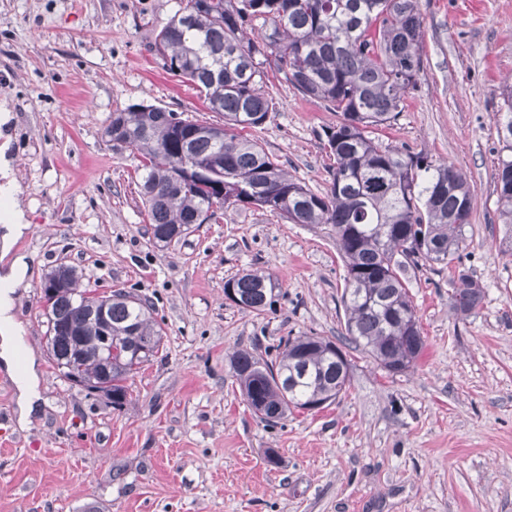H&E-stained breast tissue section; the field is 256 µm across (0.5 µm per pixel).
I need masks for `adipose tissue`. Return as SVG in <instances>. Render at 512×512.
Returning a JSON list of instances; mask_svg holds the SVG:
<instances>
[{
	"label": "adipose tissue",
	"instance_id": "ef3b65f1",
	"mask_svg": "<svg viewBox=\"0 0 512 512\" xmlns=\"http://www.w3.org/2000/svg\"><path fill=\"white\" fill-rule=\"evenodd\" d=\"M7 150V145H0V251L10 253L30 224L19 203L24 189L13 173ZM28 268L22 255L13 256L9 264L0 267V368L15 379L17 415L22 424L40 409L38 363L32 356L26 363H19L21 342L14 316L15 293L27 279Z\"/></svg>",
	"mask_w": 512,
	"mask_h": 512
}]
</instances>
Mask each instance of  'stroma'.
Wrapping results in <instances>:
<instances>
[{"label":"stroma","instance_id":"1","mask_svg":"<svg viewBox=\"0 0 512 512\" xmlns=\"http://www.w3.org/2000/svg\"><path fill=\"white\" fill-rule=\"evenodd\" d=\"M182 0H0V109L30 230L15 245L31 276L15 317L41 372V409L17 423L0 370V512H512V228L497 213V115L512 84V0H421L423 68L390 146L454 163L474 191L460 268L408 267L425 350L391 375L347 349L350 385L316 412L268 426L246 404L229 358L288 336L338 340L346 275L327 224L226 207L177 243L156 242L138 195L140 158L113 145V113L152 104L223 123L154 49ZM248 135L316 193L329 185L324 130L340 116L283 78ZM60 265L99 288L150 299L163 349L129 402L69 384L49 362L43 285ZM246 270L277 286L257 315L224 296ZM484 287L468 314L459 271Z\"/></svg>","mask_w":512,"mask_h":512}]
</instances>
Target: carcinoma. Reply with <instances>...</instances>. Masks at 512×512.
<instances>
[{
  "mask_svg": "<svg viewBox=\"0 0 512 512\" xmlns=\"http://www.w3.org/2000/svg\"><path fill=\"white\" fill-rule=\"evenodd\" d=\"M420 0H185L163 26L155 46L167 69L192 85L224 125L190 121L179 127L172 111L133 104L121 111L128 146L141 158L140 195L152 236L171 228L184 236L201 215L231 204L269 210L294 224H329L346 275L342 302L346 337L390 374L413 367L424 351L416 309L406 284V263L460 262L471 223L473 190L451 162L402 151L370 136L401 111L422 70ZM301 94L341 115L325 132L333 157L327 191L316 194L288 177L255 140L240 135L263 125L271 101L263 90L264 65ZM498 124L510 155L496 169L500 223L512 224V86ZM195 167L175 177L176 164ZM219 164V170L213 165ZM47 341L56 369L86 338L76 373L96 380L102 322L88 312L101 300L70 266L56 268ZM232 303L261 314L277 302L269 276L247 271L228 279ZM483 288L458 272L456 307L471 312ZM153 305L134 294H112V335L148 345L137 361L116 360L104 385L112 405L127 404L128 381L156 356L164 330ZM272 361L239 350L229 358L233 376L253 413L277 420L310 401L337 398L350 382L351 363L336 343L320 336L280 340Z\"/></svg>",
  "mask_w": 512,
  "mask_h": 512,
  "instance_id": "obj_1",
  "label": "carcinoma"
}]
</instances>
